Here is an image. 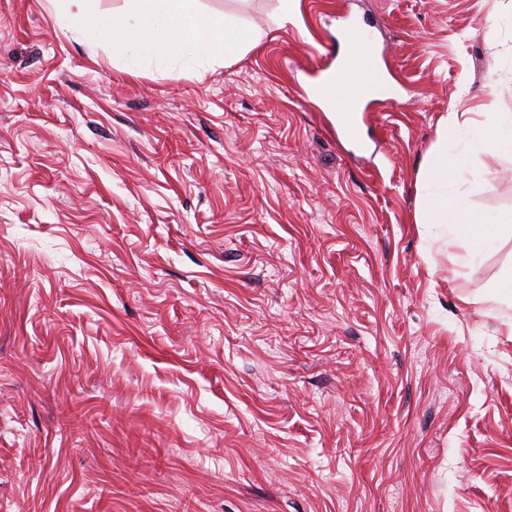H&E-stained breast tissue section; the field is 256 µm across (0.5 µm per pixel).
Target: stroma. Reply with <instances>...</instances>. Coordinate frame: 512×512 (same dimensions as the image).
Here are the masks:
<instances>
[{"instance_id":"stroma-1","label":"stroma","mask_w":512,"mask_h":512,"mask_svg":"<svg viewBox=\"0 0 512 512\" xmlns=\"http://www.w3.org/2000/svg\"><path fill=\"white\" fill-rule=\"evenodd\" d=\"M260 34L161 61L0 0V512H512V0H195ZM363 26L359 142L314 90ZM459 128L457 113L446 119L438 132L432 161L420 172L425 205L419 224H436L452 238L469 237L471 248L479 253L493 240V228L472 215L464 205L448 209V182L459 170L460 157L452 147V133ZM449 144V145H448ZM476 138L485 158L491 163L499 161L504 150H512V119L507 123H493L477 129Z\"/></svg>"}]
</instances>
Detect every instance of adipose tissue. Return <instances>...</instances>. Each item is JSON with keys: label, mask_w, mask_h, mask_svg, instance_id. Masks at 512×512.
Listing matches in <instances>:
<instances>
[{"label": "adipose tissue", "mask_w": 512, "mask_h": 512, "mask_svg": "<svg viewBox=\"0 0 512 512\" xmlns=\"http://www.w3.org/2000/svg\"><path fill=\"white\" fill-rule=\"evenodd\" d=\"M78 11L72 20L83 27L87 35L112 39L114 44L139 43L157 57H169L185 47H195L199 53L243 54L255 44V31L239 17L227 14L213 16L198 13L194 0H130L135 24L124 18L102 19L87 13L85 0H70ZM371 53L356 32H348L340 68L335 78L324 87L327 102L336 111L353 112L365 97L378 93L381 83L367 65ZM459 127L457 118L441 126L432 161L420 172V184L425 205L420 221L444 228L453 238H469L475 250H482L493 240L491 226L482 224L464 205L449 207L448 183L459 170L460 157L454 152L452 134Z\"/></svg>", "instance_id": "obj_1"}]
</instances>
